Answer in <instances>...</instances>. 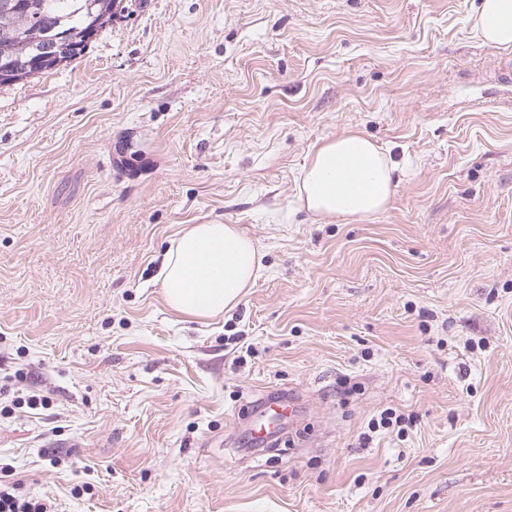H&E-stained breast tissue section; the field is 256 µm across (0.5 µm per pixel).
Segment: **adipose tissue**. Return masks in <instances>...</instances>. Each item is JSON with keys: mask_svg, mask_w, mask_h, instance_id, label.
<instances>
[{"mask_svg": "<svg viewBox=\"0 0 512 512\" xmlns=\"http://www.w3.org/2000/svg\"><path fill=\"white\" fill-rule=\"evenodd\" d=\"M472 26L489 45L512 47V0H481ZM393 164L365 134L326 140L306 160L298 205L321 219L375 217L395 193ZM257 240L233 224L182 227L159 276L167 305L177 313L214 317L234 308L261 270Z\"/></svg>", "mask_w": 512, "mask_h": 512, "instance_id": "adipose-tissue-1", "label": "adipose tissue"}]
</instances>
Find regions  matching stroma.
<instances>
[{"mask_svg": "<svg viewBox=\"0 0 512 512\" xmlns=\"http://www.w3.org/2000/svg\"><path fill=\"white\" fill-rule=\"evenodd\" d=\"M124 4L0 88V482L55 512H512V47L480 0ZM348 131L396 191L320 221L299 176ZM211 223L263 270L191 318L158 273ZM472 27L485 43L512 47V0H482Z\"/></svg>", "mask_w": 512, "mask_h": 512, "instance_id": "1", "label": "stroma"}]
</instances>
